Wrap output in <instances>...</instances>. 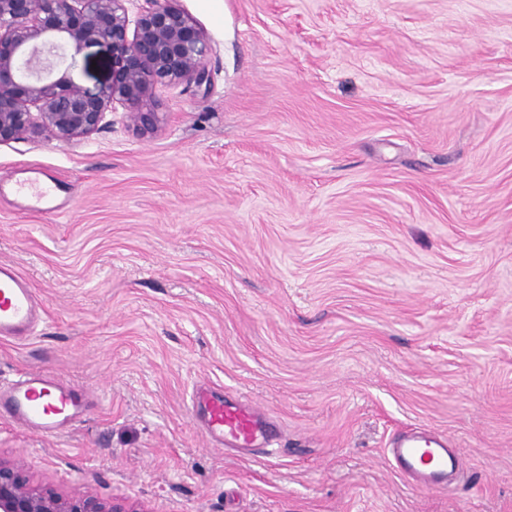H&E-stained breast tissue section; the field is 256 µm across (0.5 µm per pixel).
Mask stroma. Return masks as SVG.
<instances>
[{
    "mask_svg": "<svg viewBox=\"0 0 512 512\" xmlns=\"http://www.w3.org/2000/svg\"><path fill=\"white\" fill-rule=\"evenodd\" d=\"M199 83L83 141L0 144L56 212L0 195V263L45 308L0 380L99 402L47 439L0 419L36 485L143 512H512V0H179ZM112 50L60 65L84 90ZM258 406L274 456L209 445L193 386ZM460 461L425 492L402 431Z\"/></svg>",
    "mask_w": 512,
    "mask_h": 512,
    "instance_id": "obj_1",
    "label": "stroma"
}]
</instances>
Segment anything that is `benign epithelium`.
<instances>
[{"label": "benign epithelium", "instance_id": "1", "mask_svg": "<svg viewBox=\"0 0 512 512\" xmlns=\"http://www.w3.org/2000/svg\"><path fill=\"white\" fill-rule=\"evenodd\" d=\"M0 0V144L24 137L81 140L104 125L108 106L124 107L140 133L158 127L155 91L202 80L205 31L177 0ZM112 48V78L89 93L51 78L66 51ZM19 461L0 460V512H138L124 500L71 496L35 487Z\"/></svg>", "mask_w": 512, "mask_h": 512}]
</instances>
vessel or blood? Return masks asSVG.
<instances>
[{
  "label": "vessel or blood",
  "instance_id": "b4317fda",
  "mask_svg": "<svg viewBox=\"0 0 512 512\" xmlns=\"http://www.w3.org/2000/svg\"><path fill=\"white\" fill-rule=\"evenodd\" d=\"M20 197L36 212L58 210L62 186L33 176L0 181V190ZM43 312L29 281L13 267L0 266V339L22 340ZM92 404L91 397L49 371H25L0 382V417L45 438H55L80 422ZM192 410L206 441L216 447L249 452L265 446L271 423L256 408L224 399L208 387L197 388ZM389 454L397 470L419 488H445L448 475L447 443L424 432L407 433L392 442Z\"/></svg>",
  "mask_w": 512,
  "mask_h": 512
}]
</instances>
